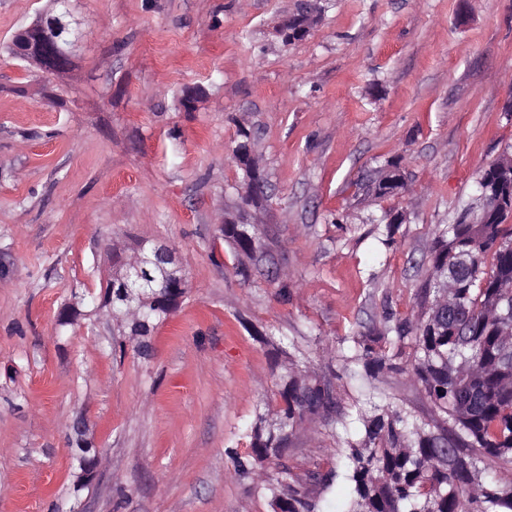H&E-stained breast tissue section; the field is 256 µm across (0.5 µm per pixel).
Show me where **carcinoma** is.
Returning a JSON list of instances; mask_svg holds the SVG:
<instances>
[{
    "mask_svg": "<svg viewBox=\"0 0 512 512\" xmlns=\"http://www.w3.org/2000/svg\"><path fill=\"white\" fill-rule=\"evenodd\" d=\"M492 190L503 205L481 224L467 215L436 230L429 247V278L421 313L405 317L392 336L353 337L350 360L369 375L402 371L417 382L433 406L426 421L390 399L370 394L347 415L340 436L343 479L348 491L341 512H512V478L493 476L485 460L512 469V331L495 318L501 286H512V159L492 164ZM407 185L405 172L392 164L391 180L376 187L396 195ZM224 241L243 253L252 267L268 261L267 247L249 224H224ZM136 259L112 252V279L103 301L129 316L138 348L178 307L159 304L170 276L153 261L152 248L138 245ZM286 304L292 285L286 276L271 279ZM411 342L413 360L393 362L387 346ZM276 418L250 430V451L228 450L236 474L254 475L270 494L274 509L314 512L315 506L289 483L288 447L307 420L330 419L338 401L331 378L311 374L288 361L273 391ZM276 477L267 478V471Z\"/></svg>",
    "mask_w": 512,
    "mask_h": 512,
    "instance_id": "cac0c4a2",
    "label": "carcinoma"
}]
</instances>
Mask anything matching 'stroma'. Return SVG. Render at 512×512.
Wrapping results in <instances>:
<instances>
[{
    "label": "stroma",
    "mask_w": 512,
    "mask_h": 512,
    "mask_svg": "<svg viewBox=\"0 0 512 512\" xmlns=\"http://www.w3.org/2000/svg\"><path fill=\"white\" fill-rule=\"evenodd\" d=\"M298 2L75 0L71 65L49 74L7 46L50 0H0V512H273L225 454L267 411L268 335L334 375L342 409L374 391L430 417L416 382L358 373L340 344L417 315L433 232L512 156V0H319L287 46ZM242 126L258 205L241 199ZM394 159L407 189L377 196ZM387 211L404 216L389 248ZM226 218L255 225L288 303L268 270L236 275ZM140 240L173 248L188 281L146 356L90 305L113 250ZM79 419L101 456L84 487ZM340 433L333 418L292 439L321 508L344 499L343 479L310 478L340 470Z\"/></svg>",
    "instance_id": "stroma-1"
}]
</instances>
